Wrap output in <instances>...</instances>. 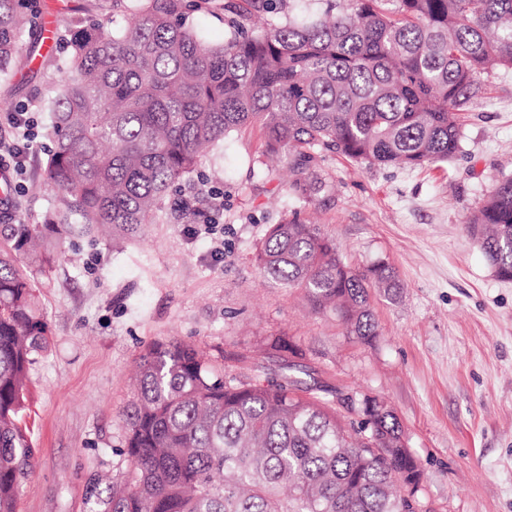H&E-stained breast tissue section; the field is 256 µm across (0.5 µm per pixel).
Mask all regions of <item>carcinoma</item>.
I'll list each match as a JSON object with an SVG mask.
<instances>
[{"label":"carcinoma","instance_id":"1","mask_svg":"<svg viewBox=\"0 0 512 512\" xmlns=\"http://www.w3.org/2000/svg\"><path fill=\"white\" fill-rule=\"evenodd\" d=\"M0 0V73L30 22ZM183 0H142L119 35L77 22L69 75L48 102L44 168L61 193L49 223L0 226V512H17L33 450L20 426L34 356L48 347L35 275L76 235L136 236L159 199L223 135L259 125L263 156L287 154L301 205L325 184L307 169L324 151L370 166L420 167L455 156L461 119L485 77L512 68V0H335L322 15L252 24L270 0H227L224 43L182 21ZM468 229L501 278L512 279V177ZM256 261L337 315L364 341L377 336L369 290L400 287L383 261L362 271L300 213L270 227ZM126 415L128 477L92 482L93 512H417L420 472L397 415L364 400L343 426L294 382L228 376L196 348L154 343L140 356Z\"/></svg>","mask_w":512,"mask_h":512}]
</instances>
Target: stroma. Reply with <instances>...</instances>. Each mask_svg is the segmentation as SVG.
Instances as JSON below:
<instances>
[{
    "label": "stroma",
    "mask_w": 512,
    "mask_h": 512,
    "mask_svg": "<svg viewBox=\"0 0 512 512\" xmlns=\"http://www.w3.org/2000/svg\"><path fill=\"white\" fill-rule=\"evenodd\" d=\"M135 6L33 0L39 22L22 30L14 71L0 76V116L28 107L35 140L0 225L43 223L59 205L44 176L46 105L66 72L42 49L41 21L65 34L104 17L121 30ZM462 132L454 159L423 168L322 153L314 170L326 188L301 208L288 194L292 159L262 166L259 129L233 131L159 201L143 235L117 245L73 238L67 257L37 278L50 344L35 357L22 413L35 458L20 512H91V478H125L131 376L149 344L192 345L227 374L253 377L278 336L299 350L289 377L328 389L342 423L357 420L366 395L397 414L421 473V512H512V280L497 276L467 230L512 176V69L489 74ZM213 192L224 213L209 235L198 215ZM295 210L335 239L349 267L395 269L399 292L371 293L373 342L258 267L268 228Z\"/></svg>",
    "instance_id": "1"
}]
</instances>
